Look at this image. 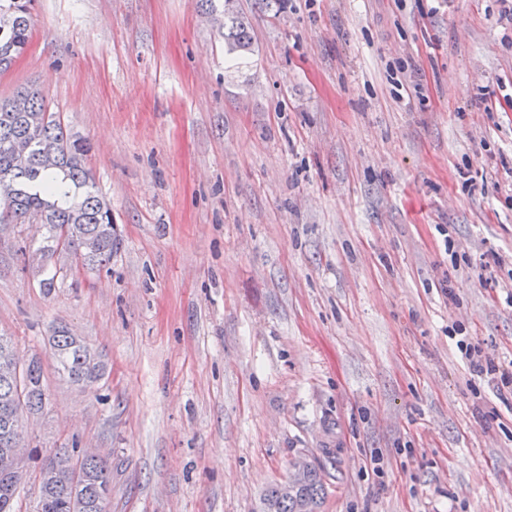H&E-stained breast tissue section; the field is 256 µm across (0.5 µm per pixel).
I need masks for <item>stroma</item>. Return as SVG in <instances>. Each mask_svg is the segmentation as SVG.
Returning <instances> with one entry per match:
<instances>
[{
  "label": "stroma",
  "instance_id": "obj_1",
  "mask_svg": "<svg viewBox=\"0 0 512 512\" xmlns=\"http://www.w3.org/2000/svg\"><path fill=\"white\" fill-rule=\"evenodd\" d=\"M35 0L0 99L90 141L120 239L44 294L0 233V333L43 449L112 455L110 512H255L300 456L322 512H512V25L501 0ZM499 258L492 279L489 257ZM452 296L442 293V286ZM62 325L106 379L53 371ZM224 45L233 53H249L252 47L250 28L234 10L233 0H224Z\"/></svg>",
  "mask_w": 512,
  "mask_h": 512
}]
</instances>
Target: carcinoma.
<instances>
[{
  "label": "carcinoma",
  "instance_id": "obj_1",
  "mask_svg": "<svg viewBox=\"0 0 512 512\" xmlns=\"http://www.w3.org/2000/svg\"><path fill=\"white\" fill-rule=\"evenodd\" d=\"M35 0H0V71L10 68L25 50ZM224 45L227 51L247 53L252 47L250 28L234 10V0H224ZM88 146L73 137L41 94L29 89L0 100V224L32 221L43 225L38 248L18 247L31 255L42 278L39 288L50 294L68 280L72 266L92 273L112 261L116 245L112 208L99 192L86 166ZM59 373L74 385L105 377L102 355L86 342H76L65 326L48 338ZM24 403L15 405L14 381L0 371V449L25 447L24 415L41 413L47 402L39 359L23 363ZM78 445L55 448L47 456L38 448L28 451V461L38 467L40 495L35 512H109L112 504L111 454L87 452L83 477L75 479L69 459ZM21 483L0 453V512H19ZM325 487L321 470L307 464L288 481L269 486L260 498L259 512H302L310 505L320 512Z\"/></svg>",
  "mask_w": 512,
  "mask_h": 512
}]
</instances>
